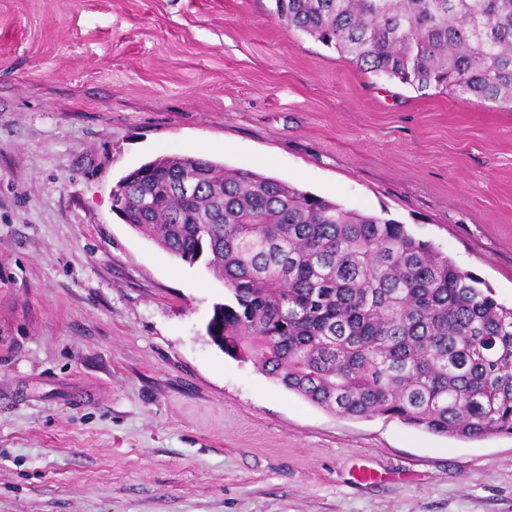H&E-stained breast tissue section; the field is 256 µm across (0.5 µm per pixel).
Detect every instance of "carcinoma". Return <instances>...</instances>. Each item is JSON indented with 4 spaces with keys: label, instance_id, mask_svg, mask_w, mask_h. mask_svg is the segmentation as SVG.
Segmentation results:
<instances>
[{
    "label": "carcinoma",
    "instance_id": "1",
    "mask_svg": "<svg viewBox=\"0 0 512 512\" xmlns=\"http://www.w3.org/2000/svg\"><path fill=\"white\" fill-rule=\"evenodd\" d=\"M273 2L363 71L512 109V0ZM112 209L223 280L209 336L286 390L348 418L512 435V307L396 219L178 154L119 179Z\"/></svg>",
    "mask_w": 512,
    "mask_h": 512
}]
</instances>
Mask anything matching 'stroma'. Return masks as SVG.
Instances as JSON below:
<instances>
[{
    "label": "stroma",
    "mask_w": 512,
    "mask_h": 512,
    "mask_svg": "<svg viewBox=\"0 0 512 512\" xmlns=\"http://www.w3.org/2000/svg\"><path fill=\"white\" fill-rule=\"evenodd\" d=\"M272 0H0V512H512V436L341 417L208 332L227 292L112 210L165 154L430 241L512 306V111L420 93Z\"/></svg>",
    "instance_id": "35a3bbf8"
}]
</instances>
